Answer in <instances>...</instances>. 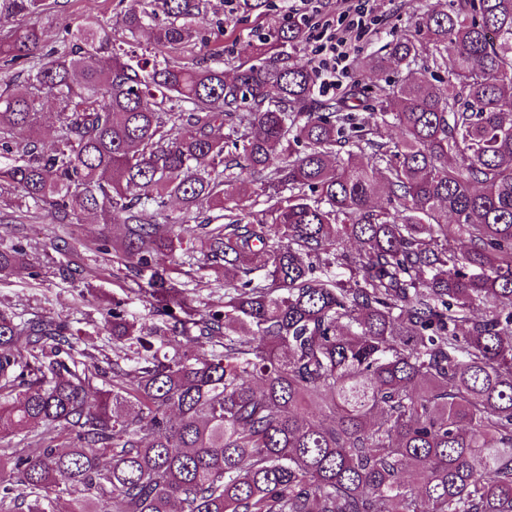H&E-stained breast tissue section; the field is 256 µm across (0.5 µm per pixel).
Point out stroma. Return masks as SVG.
I'll return each instance as SVG.
<instances>
[{
  "instance_id": "1",
  "label": "stroma",
  "mask_w": 512,
  "mask_h": 512,
  "mask_svg": "<svg viewBox=\"0 0 512 512\" xmlns=\"http://www.w3.org/2000/svg\"><path fill=\"white\" fill-rule=\"evenodd\" d=\"M215 11L196 23L205 45L223 43L224 70L233 73L250 58L249 46L258 38L277 31L291 19L289 0H269L259 13H243L236 0H212ZM445 0H377L378 21L374 29L358 42L344 88L359 86L366 92L393 82L391 71L375 69L370 59L375 51L389 43L396 32L410 27L417 13L444 4ZM52 14L63 16L71 25L86 18L99 17L114 44H121L127 32L120 21L119 0H54ZM205 45L188 46L180 51L182 59L203 54ZM111 228L100 217L81 214L67 224L48 223L42 212L24 202L20 192L9 184H0V245L25 243L27 265L15 274L0 279V310H10L24 319L60 317L76 332L74 354L89 364L111 368L112 328L105 324L104 313L120 303L140 322L153 323L148 302L132 292L113 270L111 256L97 249L99 240ZM186 305L203 311L224 300V287L214 276L186 266Z\"/></svg>"
}]
</instances>
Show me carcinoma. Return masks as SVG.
<instances>
[{
	"label": "carcinoma",
	"instance_id": "obj_1",
	"mask_svg": "<svg viewBox=\"0 0 512 512\" xmlns=\"http://www.w3.org/2000/svg\"><path fill=\"white\" fill-rule=\"evenodd\" d=\"M210 2L130 0L129 49L93 18L46 51L45 0H0L33 18L0 38V65L29 72L0 92V182L53 224L112 225L103 251L158 317L145 332L112 305L108 372L75 360L67 321L0 310V440H66L0 448V512H512V0L419 13L376 59L397 80L361 118L380 116L370 164L347 148L358 88L323 112L315 69L276 53L301 21L230 78L220 44L159 54ZM422 58L447 81L415 75ZM244 172L267 188L260 219ZM173 198L221 214L159 223ZM164 250L202 252L224 302L185 309ZM26 256L1 248L0 278Z\"/></svg>",
	"mask_w": 512,
	"mask_h": 512
}]
</instances>
